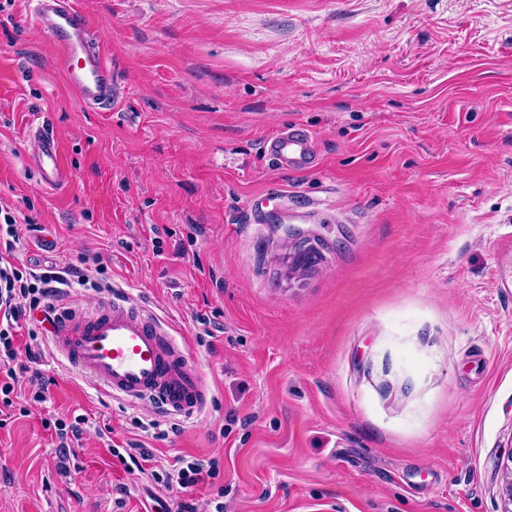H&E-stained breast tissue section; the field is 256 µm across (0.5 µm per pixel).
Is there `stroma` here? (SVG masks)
<instances>
[{"label": "stroma", "mask_w": 512, "mask_h": 512, "mask_svg": "<svg viewBox=\"0 0 512 512\" xmlns=\"http://www.w3.org/2000/svg\"><path fill=\"white\" fill-rule=\"evenodd\" d=\"M76 2L124 98L81 106L27 0H0V208L28 267L98 258L107 287L54 306L138 301L210 403L170 419L112 397L19 328L48 392L15 386L0 512H505L512 0ZM292 123L318 168L265 154ZM38 129L61 143L54 189L28 165ZM81 414L61 447L54 422ZM135 443L215 474L174 495L128 470Z\"/></svg>", "instance_id": "stroma-1"}]
</instances>
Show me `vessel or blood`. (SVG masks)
<instances>
[{"mask_svg": "<svg viewBox=\"0 0 512 512\" xmlns=\"http://www.w3.org/2000/svg\"><path fill=\"white\" fill-rule=\"evenodd\" d=\"M32 11L52 38L57 62L84 106L117 104L121 88L115 72L71 0H32ZM264 148L283 171L318 164L312 133L297 124L282 127ZM30 165L44 185L57 186L67 178L62 148L53 135H35ZM30 319L73 369L113 396L152 401L172 416L190 417L208 405V385L187 348L174 339L168 323L134 301L111 298L91 309H38Z\"/></svg>", "mask_w": 512, "mask_h": 512, "instance_id": "vessel-or-blood-1", "label": "vessel or blood"}]
</instances>
